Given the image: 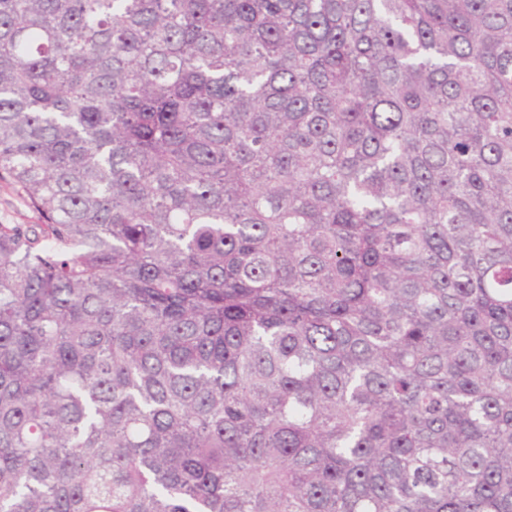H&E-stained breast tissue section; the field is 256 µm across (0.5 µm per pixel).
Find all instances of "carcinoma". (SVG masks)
<instances>
[{
	"mask_svg": "<svg viewBox=\"0 0 512 512\" xmlns=\"http://www.w3.org/2000/svg\"><path fill=\"white\" fill-rule=\"evenodd\" d=\"M0 512H512V0H0ZM0 224H41L16 191L0 182Z\"/></svg>",
	"mask_w": 512,
	"mask_h": 512,
	"instance_id": "carcinoma-1",
	"label": "carcinoma"
}]
</instances>
